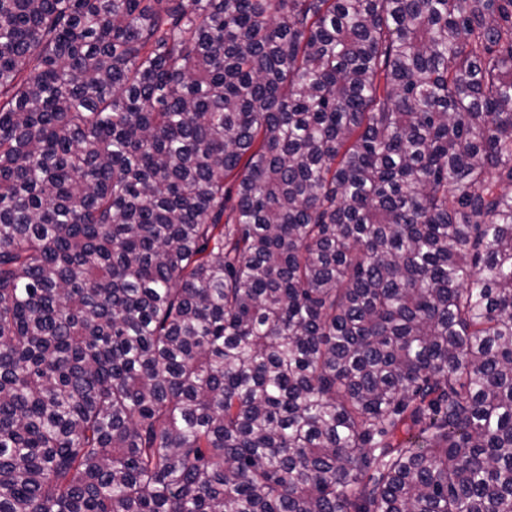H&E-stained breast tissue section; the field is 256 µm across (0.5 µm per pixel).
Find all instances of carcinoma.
<instances>
[{"label": "carcinoma", "instance_id": "carcinoma-1", "mask_svg": "<svg viewBox=\"0 0 512 512\" xmlns=\"http://www.w3.org/2000/svg\"><path fill=\"white\" fill-rule=\"evenodd\" d=\"M0 512H512V0H0Z\"/></svg>", "mask_w": 512, "mask_h": 512}]
</instances>
